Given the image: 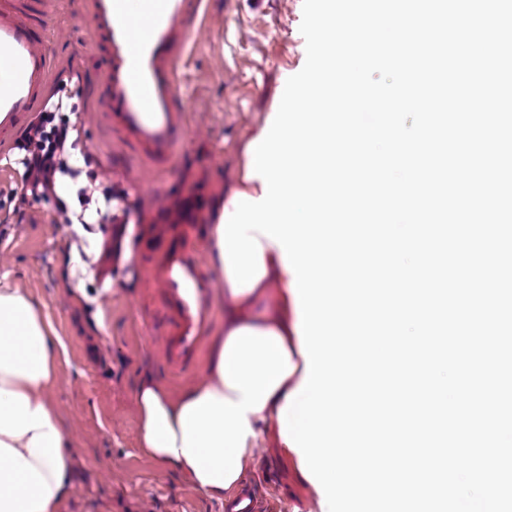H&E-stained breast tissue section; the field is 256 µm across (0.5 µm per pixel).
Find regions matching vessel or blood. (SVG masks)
<instances>
[{
    "label": "vessel or blood",
    "mask_w": 512,
    "mask_h": 512,
    "mask_svg": "<svg viewBox=\"0 0 512 512\" xmlns=\"http://www.w3.org/2000/svg\"><path fill=\"white\" fill-rule=\"evenodd\" d=\"M89 17L107 66L91 119L114 149L136 159L157 210L191 119L177 66L206 28L208 0H89ZM49 0H0V151L14 145L48 101L59 61ZM198 210L142 224L132 250L139 278L136 310L154 363L173 381L199 375L205 341L217 323L222 276L206 262L211 245Z\"/></svg>",
    "instance_id": "obj_1"
}]
</instances>
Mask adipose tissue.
<instances>
[{"mask_svg": "<svg viewBox=\"0 0 512 512\" xmlns=\"http://www.w3.org/2000/svg\"><path fill=\"white\" fill-rule=\"evenodd\" d=\"M260 243L264 275L250 290L224 289L207 382L173 398L146 377L135 391L141 454L218 500L244 483L264 435L279 434V412L305 377L288 317L292 275L278 244ZM64 350L31 298L0 283V512H63L70 500L73 453L48 396Z\"/></svg>", "mask_w": 512, "mask_h": 512, "instance_id": "1", "label": "adipose tissue"}]
</instances>
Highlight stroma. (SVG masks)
<instances>
[{"label":"stroma","mask_w":512,"mask_h":512,"mask_svg":"<svg viewBox=\"0 0 512 512\" xmlns=\"http://www.w3.org/2000/svg\"><path fill=\"white\" fill-rule=\"evenodd\" d=\"M51 11L55 51L65 63L54 78V94L91 111L104 61L94 48L83 0H51ZM302 13L303 0H210L208 26L178 68L193 130L180 148L170 186L174 200L198 192L213 216L222 214L225 185L243 180L244 144L277 111L278 86L305 64ZM76 128L79 148L65 159L80 176L72 180L65 205L49 198L23 208L11 193L20 180L17 169L0 168V277L41 304L66 345L50 392L76 455L74 494L65 512H224L223 501L162 471L139 451L134 388L151 367L128 370L145 349L134 319L138 286L123 259H114L118 252L129 255L136 228L90 225V234L105 241L93 249L71 226L82 211L80 184L103 170L108 173L103 191L142 212L150 200L137 186L142 171L134 159L117 155L110 136L86 119ZM73 252L100 271L94 290L106 279L114 284L105 295L102 326L92 325L70 293L65 257ZM253 457L259 471H276L285 490L281 512H325L314 488L295 485L297 460L284 456L273 440L259 442Z\"/></svg>","instance_id":"stroma-1"}]
</instances>
